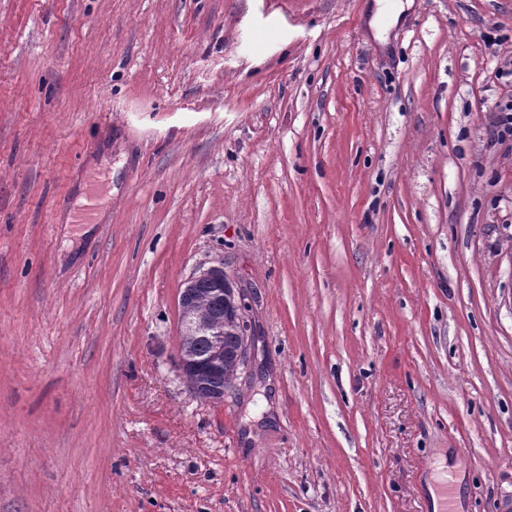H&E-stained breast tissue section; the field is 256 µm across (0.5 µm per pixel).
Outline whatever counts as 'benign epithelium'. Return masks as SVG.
<instances>
[{
    "instance_id": "benign-epithelium-1",
    "label": "benign epithelium",
    "mask_w": 512,
    "mask_h": 512,
    "mask_svg": "<svg viewBox=\"0 0 512 512\" xmlns=\"http://www.w3.org/2000/svg\"><path fill=\"white\" fill-rule=\"evenodd\" d=\"M203 285L213 287L221 300L218 310L212 313L200 311L195 307V296ZM246 308V295L237 290L234 282L224 273L222 267H212L194 273L187 281L184 290L180 294V328L181 335L188 338L195 337L198 332L209 333L208 339L212 344L209 355V363L214 371L224 367V311L234 314L236 322L245 326L246 320L243 311ZM196 360L195 353L186 347H181L179 356V368L182 377L186 379L190 393L197 399L207 402H221L228 392V388H212L204 382H191L188 380L189 366Z\"/></svg>"
}]
</instances>
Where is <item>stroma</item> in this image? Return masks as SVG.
I'll return each instance as SVG.
<instances>
[{
    "label": "stroma",
    "mask_w": 512,
    "mask_h": 512,
    "mask_svg": "<svg viewBox=\"0 0 512 512\" xmlns=\"http://www.w3.org/2000/svg\"><path fill=\"white\" fill-rule=\"evenodd\" d=\"M373 5L0 0V512H430L442 452L512 512V0ZM219 264L254 341L205 403ZM508 136L512 137V100L504 101L496 107L490 128L493 140L503 141ZM202 285L213 287L212 290L221 298L220 304V300L214 296L208 286L202 287V294L214 304L213 309L218 308L217 311L206 313L195 307V296ZM224 300H226L225 309L234 314L236 322L240 324L239 326L234 320L226 318ZM245 300L246 295L240 289L235 288L234 282L224 273V267H212L194 273L188 279L184 290L180 294L181 335L193 338L196 337L195 335L198 332H209L210 336H204L206 338L199 337L194 340V350L198 357H206L210 352L209 339L212 344V351L209 355V363L212 370L219 371L224 367L223 373L207 376L210 384L213 386L224 387L232 382L238 371L233 353L240 344L241 346L236 351L237 362L242 367L248 364L249 352L246 336H250V333L245 330V324H247L243 314L247 306ZM240 326L243 328L242 333L239 332ZM238 333L240 336H244L242 342ZM224 350L226 354L225 363ZM195 360V353L189 348L182 346L179 356V368L190 393L199 400L222 402L229 387L215 389L211 388L207 383H196L189 380V366L194 364Z\"/></svg>",
    "instance_id": "obj_1"
}]
</instances>
